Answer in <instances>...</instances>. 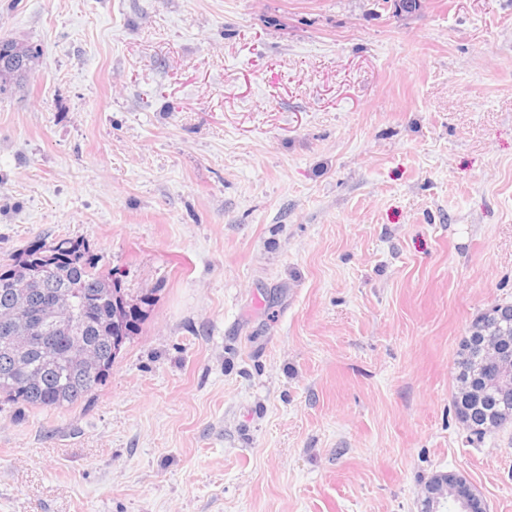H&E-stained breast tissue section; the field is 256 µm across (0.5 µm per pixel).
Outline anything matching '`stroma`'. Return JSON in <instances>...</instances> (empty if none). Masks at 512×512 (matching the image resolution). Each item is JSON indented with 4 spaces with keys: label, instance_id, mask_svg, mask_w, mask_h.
<instances>
[{
    "label": "stroma",
    "instance_id": "35a3bbf8",
    "mask_svg": "<svg viewBox=\"0 0 512 512\" xmlns=\"http://www.w3.org/2000/svg\"><path fill=\"white\" fill-rule=\"evenodd\" d=\"M0 267L84 242L143 309L107 380L0 406V512H512L452 406L512 302V0H0ZM35 49L15 41H0V92L6 90V83L25 77L35 59ZM448 485L452 488V501L459 503L464 512H486V505L483 499L475 497L469 484L464 482L459 476L452 472L441 473L438 475L436 486L429 492L425 491L430 505L435 501L437 505L441 499L448 500L446 490Z\"/></svg>",
    "mask_w": 512,
    "mask_h": 512
}]
</instances>
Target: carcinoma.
Here are the masks:
<instances>
[{
    "label": "carcinoma",
    "mask_w": 512,
    "mask_h": 512,
    "mask_svg": "<svg viewBox=\"0 0 512 512\" xmlns=\"http://www.w3.org/2000/svg\"><path fill=\"white\" fill-rule=\"evenodd\" d=\"M34 54L31 46L0 41V92L13 78L30 72ZM24 279L30 288L21 304L13 285ZM62 298L75 307L71 327L43 318ZM141 318V307L125 298L117 279L97 270V258L82 241L64 238L48 247L26 248L0 269V404L50 409L75 405L110 376ZM18 326L30 327L34 336L22 351L4 341L7 331ZM490 346L512 357L511 304L477 314L456 351L454 413L467 431L480 437L512 417V395L498 392L495 377L483 364ZM82 347L97 355L92 372L71 361Z\"/></svg>",
    "instance_id": "1"
}]
</instances>
